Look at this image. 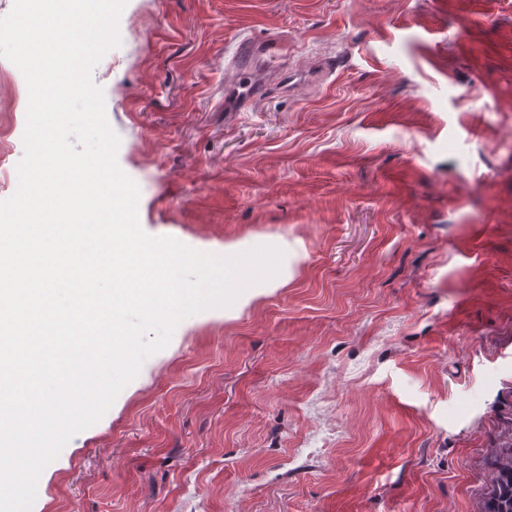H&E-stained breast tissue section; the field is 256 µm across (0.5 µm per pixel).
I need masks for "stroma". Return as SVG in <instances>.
<instances>
[{
  "label": "stroma",
  "mask_w": 512,
  "mask_h": 512,
  "mask_svg": "<svg viewBox=\"0 0 512 512\" xmlns=\"http://www.w3.org/2000/svg\"><path fill=\"white\" fill-rule=\"evenodd\" d=\"M119 30L92 80L144 231L299 255L179 323L31 512H479L512 414V0H127ZM27 103L0 57V199Z\"/></svg>",
  "instance_id": "stroma-1"
}]
</instances>
